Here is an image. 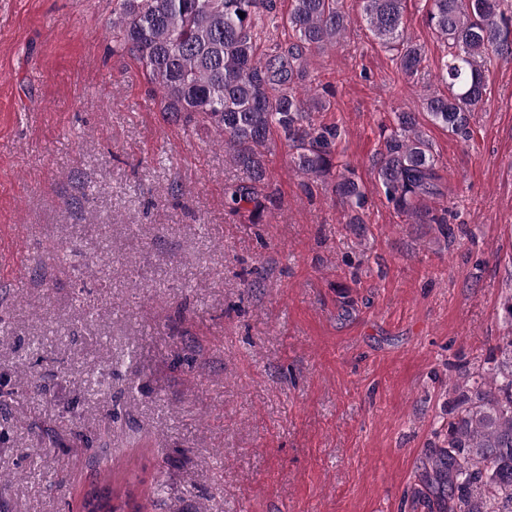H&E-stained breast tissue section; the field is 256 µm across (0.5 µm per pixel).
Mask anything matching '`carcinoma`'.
Returning a JSON list of instances; mask_svg holds the SVG:
<instances>
[{
	"mask_svg": "<svg viewBox=\"0 0 512 512\" xmlns=\"http://www.w3.org/2000/svg\"><path fill=\"white\" fill-rule=\"evenodd\" d=\"M368 31L397 51L415 74L423 57L403 25L404 0H359ZM273 0H112V54L130 55L145 68L162 111L174 121L203 122L224 141V152L246 175L224 188L225 206L258 224L277 206L267 192L265 150L276 129L295 150L293 163L309 180L336 168V125L315 124L326 101L299 91L314 51L336 44L348 29L339 0H291L285 19L288 45L274 41L259 52L267 27L276 26ZM245 16H240V13ZM428 24L448 43L441 80L448 93L429 94L430 120L460 137L470 134L472 113L487 94L486 59L512 61V4L507 0H432ZM437 159L415 112L397 113L385 151L374 161L377 180L399 212L440 225L445 215L420 210L439 193ZM331 191L361 223L366 196L359 182L340 173ZM490 376L463 375L469 383L448 419L446 446L428 457L426 477L447 498L448 512H512V336L490 349ZM83 512H141L130 492L111 488L83 498Z\"/></svg>",
	"mask_w": 512,
	"mask_h": 512,
	"instance_id": "obj_1",
	"label": "carcinoma"
}]
</instances>
